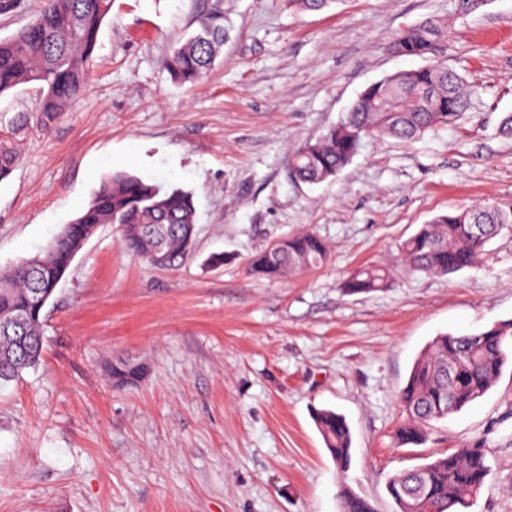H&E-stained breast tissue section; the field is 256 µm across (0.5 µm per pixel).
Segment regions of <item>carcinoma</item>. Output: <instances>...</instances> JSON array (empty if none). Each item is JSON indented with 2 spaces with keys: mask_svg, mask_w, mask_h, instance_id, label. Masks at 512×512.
Returning <instances> with one entry per match:
<instances>
[{
  "mask_svg": "<svg viewBox=\"0 0 512 512\" xmlns=\"http://www.w3.org/2000/svg\"><path fill=\"white\" fill-rule=\"evenodd\" d=\"M338 0H288L298 12L327 9ZM113 0H43L39 13L8 39H0V95L19 85H39L40 126L80 96L89 79L90 60ZM447 22L426 19L403 30L391 43L396 53L428 64L394 74L368 86L349 111L315 143L293 150L288 162L303 182L317 184L336 177L359 153L364 139L391 137L415 140L438 126L462 118L471 106L473 83L448 67L441 55ZM225 36L224 11L215 9L163 60L171 77L182 84L201 82L217 58ZM19 153L0 140V183L11 176ZM103 224H117L128 252L148 258L159 248L166 255L160 269H172L191 253L196 209L189 192L162 189L139 177L118 172L105 179L91 202L64 226L29 266L16 264L0 274V385L39 361L44 309L41 296L52 297L85 242ZM482 225L475 235L471 225ZM512 227V208L488 204L440 215L401 246L404 261L425 274L445 275L474 265L485 245L505 227ZM328 249L306 231L281 239L251 257L249 273L278 280L299 268L326 262ZM381 266L355 271L345 282L350 294L387 286ZM512 320L471 334L436 337L414 362L399 399L404 418L394 431L398 445L421 443L431 422L446 419L484 396L512 359ZM144 367L122 362L112 378L129 384L142 378ZM314 419L325 447L340 472L351 462V435L345 418L330 409ZM489 472L486 449L471 446L438 457L396 475L387 492L396 512H465L482 490ZM342 512H375L373 505L345 488Z\"/></svg>",
  "mask_w": 512,
  "mask_h": 512,
  "instance_id": "carcinoma-1",
  "label": "carcinoma"
}]
</instances>
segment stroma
<instances>
[{
    "label": "stroma",
    "instance_id": "stroma-1",
    "mask_svg": "<svg viewBox=\"0 0 512 512\" xmlns=\"http://www.w3.org/2000/svg\"><path fill=\"white\" fill-rule=\"evenodd\" d=\"M227 39L196 85L162 61L213 7ZM448 20L446 60L476 86L456 124L412 142L369 140L336 177L297 181L290 151L319 140L369 84L422 67L392 54L402 29ZM21 85L0 96L20 161L0 183V270L32 256L124 172L189 191L197 246L174 270L124 252L101 225L47 304L36 367L0 387V512H339L341 489L393 512L395 475L484 444L470 512H512V365L483 397L395 445L399 393L435 336L512 320V229L478 262L413 271L401 245L463 207H512V0L460 16L454 0H115L82 95L48 128ZM327 262L260 280L249 258L302 231ZM224 256L222 266L209 263ZM378 265L387 287L344 281ZM144 365L119 387L111 367ZM345 416L338 472L312 418Z\"/></svg>",
    "mask_w": 512,
    "mask_h": 512
}]
</instances>
